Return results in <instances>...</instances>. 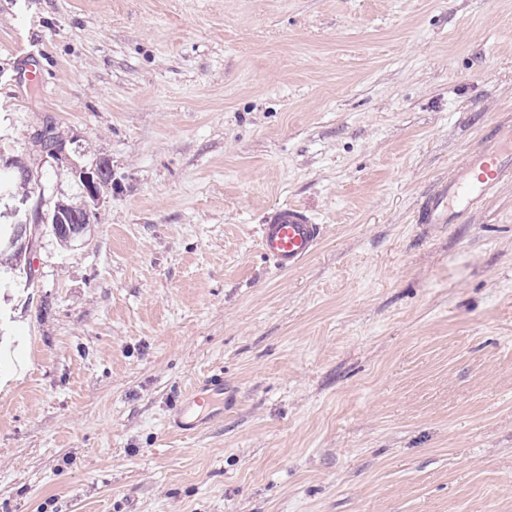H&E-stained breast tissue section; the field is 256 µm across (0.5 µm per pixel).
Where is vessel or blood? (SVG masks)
Instances as JSON below:
<instances>
[{"mask_svg": "<svg viewBox=\"0 0 512 512\" xmlns=\"http://www.w3.org/2000/svg\"><path fill=\"white\" fill-rule=\"evenodd\" d=\"M512 176V123H495L483 138L479 150L468 152L447 179L420 202L416 221L420 224H458L487 195ZM321 227L307 211L296 205L268 212L261 226L263 253L280 269L297 268L317 249ZM224 380L213 376L205 388L185 400L186 409L207 406L212 392H223Z\"/></svg>", "mask_w": 512, "mask_h": 512, "instance_id": "b4317fda", "label": "vessel or blood"}]
</instances>
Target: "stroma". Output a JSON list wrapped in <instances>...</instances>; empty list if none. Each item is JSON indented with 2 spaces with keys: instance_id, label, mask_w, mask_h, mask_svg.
Returning a JSON list of instances; mask_svg holds the SVG:
<instances>
[{
  "instance_id": "35a3bbf8",
  "label": "stroma",
  "mask_w": 512,
  "mask_h": 512,
  "mask_svg": "<svg viewBox=\"0 0 512 512\" xmlns=\"http://www.w3.org/2000/svg\"><path fill=\"white\" fill-rule=\"evenodd\" d=\"M508 120L512 0H0V156L45 210L112 163L0 288V512H512V180L415 221ZM56 129L53 125H46L42 131L39 132L40 140L50 141L52 135L55 134ZM40 140H33V146L41 156L43 163L54 162L57 165L69 160V156L66 152V144L63 142L59 148H42V142ZM97 177L103 182L108 183L112 180V168L107 163L99 162L95 168ZM95 171H89L86 168H81L79 171L76 170V174L87 184L88 196L94 206H99L102 200V187L103 184L100 180L94 176ZM79 179V183L82 186L85 194V184ZM86 195V197L88 198ZM57 212L64 217L65 222H62L58 218ZM47 217L49 221L47 224H51L54 237L64 245L70 244V235L76 234L77 226L86 224L79 238L83 236L90 227V214L85 205L82 207L81 205L58 202L54 205L53 210ZM320 238V224H315L305 209L288 205L268 212L261 226L260 246L278 268L292 270L316 251ZM209 391H216L214 393L223 394L224 392V378L221 376H213L207 381L205 388L195 390L185 400V410L196 409L198 407H206L211 398Z\"/></svg>"
}]
</instances>
